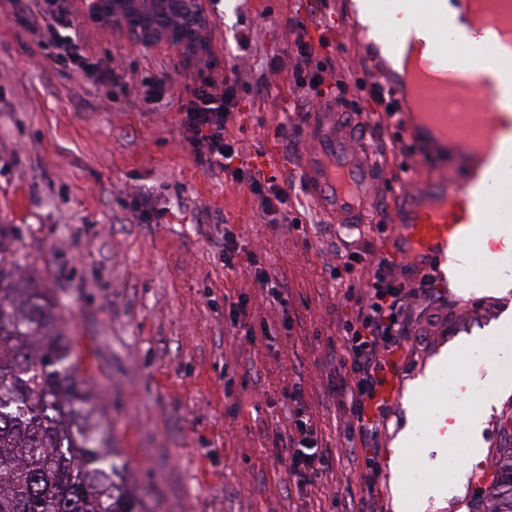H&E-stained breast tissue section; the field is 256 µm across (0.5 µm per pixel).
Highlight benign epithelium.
I'll list each match as a JSON object with an SVG mask.
<instances>
[{"label":"benign epithelium","instance_id":"benign-epithelium-1","mask_svg":"<svg viewBox=\"0 0 512 512\" xmlns=\"http://www.w3.org/2000/svg\"><path fill=\"white\" fill-rule=\"evenodd\" d=\"M84 0V18L103 27L119 25L147 46L164 44L181 53L203 57L209 52L208 18L202 0Z\"/></svg>","mask_w":512,"mask_h":512}]
</instances>
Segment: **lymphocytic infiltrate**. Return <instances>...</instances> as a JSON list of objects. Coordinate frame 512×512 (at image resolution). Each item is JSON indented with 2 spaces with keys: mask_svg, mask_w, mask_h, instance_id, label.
<instances>
[{
  "mask_svg": "<svg viewBox=\"0 0 512 512\" xmlns=\"http://www.w3.org/2000/svg\"><path fill=\"white\" fill-rule=\"evenodd\" d=\"M64 0H39L31 29L40 38L48 40L56 66L83 72L101 84H121L123 76L115 68L100 67L84 56L71 32V23L63 7ZM238 104L237 86L229 80H203L181 109V123L188 133V142L197 158L208 166L223 170L227 181L246 185L259 203L265 216L275 224L290 223L287 197L274 180L238 166L237 152L225 136V130ZM367 263L371 276L366 282L364 299H355L353 291H346L345 300L351 301V312L343 321L345 332L342 357L350 368L338 377L332 392L344 411L355 421L360 435L375 430L376 416L368 409L385 382V366L377 353L378 345H385L388 356L400 349L402 334L401 314L408 292L393 274V262L369 251ZM289 414L295 431L289 453L288 479L297 487L306 486L311 477L330 462L318 443L317 431L300 404L299 393H291Z\"/></svg>",
  "mask_w": 512,
  "mask_h": 512,
  "instance_id": "lymphocytic-infiltrate-1",
  "label": "lymphocytic infiltrate"
}]
</instances>
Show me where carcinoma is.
Segmentation results:
<instances>
[{
  "instance_id": "1",
  "label": "carcinoma",
  "mask_w": 512,
  "mask_h": 512,
  "mask_svg": "<svg viewBox=\"0 0 512 512\" xmlns=\"http://www.w3.org/2000/svg\"><path fill=\"white\" fill-rule=\"evenodd\" d=\"M0 225V512H151L130 489L60 298ZM480 512H512V462Z\"/></svg>"
}]
</instances>
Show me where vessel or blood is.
Instances as JSON below:
<instances>
[{
  "mask_svg": "<svg viewBox=\"0 0 512 512\" xmlns=\"http://www.w3.org/2000/svg\"><path fill=\"white\" fill-rule=\"evenodd\" d=\"M486 37L480 49L470 48V39L457 29L451 38L463 47L448 54L443 46L432 47L423 68L427 77L478 100L486 91L483 73H499V87L506 90L505 104L512 105V65L501 67L502 57L512 55V16L491 15L485 20ZM498 115L468 110L454 131L457 148L467 173L462 182L414 183L407 202L393 215L402 227L406 245L417 253L445 260L453 248L482 249L491 265L512 266L486 242V226L511 224L512 211H490L489 206L504 195V184L512 185V140L486 151L481 141L465 135L468 125L479 124L484 133L497 134ZM335 107H325L306 129L308 150L301 155L300 174L309 202L324 220L354 231L367 223V204L375 180L370 154L356 151L349 135L341 129Z\"/></svg>",
  "mask_w": 512,
  "mask_h": 512,
  "instance_id": "b4317fda",
  "label": "vessel or blood"
}]
</instances>
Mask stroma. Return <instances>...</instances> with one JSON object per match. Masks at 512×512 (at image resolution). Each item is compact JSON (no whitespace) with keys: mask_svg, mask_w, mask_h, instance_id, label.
<instances>
[{"mask_svg":"<svg viewBox=\"0 0 512 512\" xmlns=\"http://www.w3.org/2000/svg\"><path fill=\"white\" fill-rule=\"evenodd\" d=\"M65 6L81 53L118 68L124 81L99 86L50 66L46 44L27 27L33 0H0V225L19 229L29 272L56 289L139 496L157 512H395L398 495L405 512H473L512 448V393L487 404L493 359L472 346L512 319V294L453 289L437 272L429 299L416 291L425 266L398 263L397 276L414 290L397 359L399 398L358 445L330 394L344 293L369 278L363 264L341 281L332 269L370 244L399 254L392 182L437 179L458 164L425 141L395 140L397 118L366 112L350 121L386 171L370 194V223L351 233L304 202L299 159L311 113L335 101L339 76L353 84L373 71L348 0H207L211 52L203 62L86 23L82 0ZM300 24L318 46L316 60L328 64L319 96L291 78ZM208 76L238 80L241 103L227 126L237 162L274 177L296 223L270 226L245 187L192 153L181 106ZM151 78L171 91L147 104L140 88ZM141 194L153 196L157 211L145 223L132 211ZM228 233L240 254H257L287 286V305L258 286L245 259L225 267L217 243ZM446 346L456 362L432 377L423 400H410V383ZM296 388L331 451L330 466L301 491L288 483L293 426L283 413L285 393ZM455 404L467 418L442 459L427 426ZM476 415L485 419V448L464 473L465 494L442 504L422 499L413 468L430 481L438 465L457 464ZM412 417L416 441L395 457L393 441ZM369 458L377 469L371 489L363 478Z\"/></svg>","mask_w":512,"mask_h":512,"instance_id":"stroma-1","label":"stroma"}]
</instances>
